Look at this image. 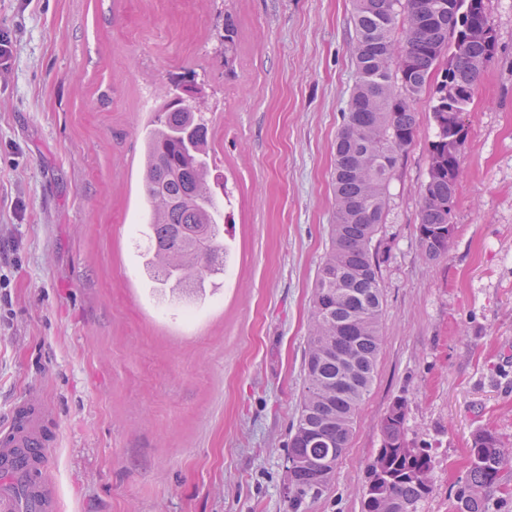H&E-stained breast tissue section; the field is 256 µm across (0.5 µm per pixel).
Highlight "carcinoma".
<instances>
[{"label": "carcinoma", "instance_id": "obj_1", "mask_svg": "<svg viewBox=\"0 0 512 512\" xmlns=\"http://www.w3.org/2000/svg\"><path fill=\"white\" fill-rule=\"evenodd\" d=\"M356 79L336 136L331 248L316 275L303 391L287 458L296 506L325 491L345 453L356 414L369 394L382 350L383 293L372 242L384 223L389 181L415 137L410 102L432 95L434 139L421 188L419 243L430 261L448 255V224L467 130L448 114L467 111L491 62L496 37L484 0H353ZM196 73L170 75L169 99L150 124L144 145L142 233L151 247L143 265L156 288L193 299L224 269V228L211 179L207 114L187 103ZM407 402L393 401L381 423L382 444L367 466L362 512H417L430 491L432 458L407 449ZM512 459L499 436L472 437L470 463L457 480L455 512H488L487 493L503 486Z\"/></svg>", "mask_w": 512, "mask_h": 512}]
</instances>
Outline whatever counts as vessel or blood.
<instances>
[{"instance_id":"b4317fda","label":"vessel or blood","mask_w":512,"mask_h":512,"mask_svg":"<svg viewBox=\"0 0 512 512\" xmlns=\"http://www.w3.org/2000/svg\"><path fill=\"white\" fill-rule=\"evenodd\" d=\"M55 443L49 410L38 394H30L14 410L8 429L0 432V512H16L10 480L22 477L33 512H57L59 493L46 474Z\"/></svg>"}]
</instances>
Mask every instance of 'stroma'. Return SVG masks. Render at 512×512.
<instances>
[{
	"mask_svg": "<svg viewBox=\"0 0 512 512\" xmlns=\"http://www.w3.org/2000/svg\"><path fill=\"white\" fill-rule=\"evenodd\" d=\"M484 4L496 54L462 115L448 255L419 246L424 94L373 242L372 389L328 489L295 511L284 462L356 78L352 0H0V430L42 396L59 512H361L400 397L407 446L432 457L418 512H454L477 431L512 446V0ZM186 70L206 87L228 249L189 302L155 290L139 230L144 138Z\"/></svg>",
	"mask_w": 512,
	"mask_h": 512,
	"instance_id": "35a3bbf8",
	"label": "stroma"
}]
</instances>
